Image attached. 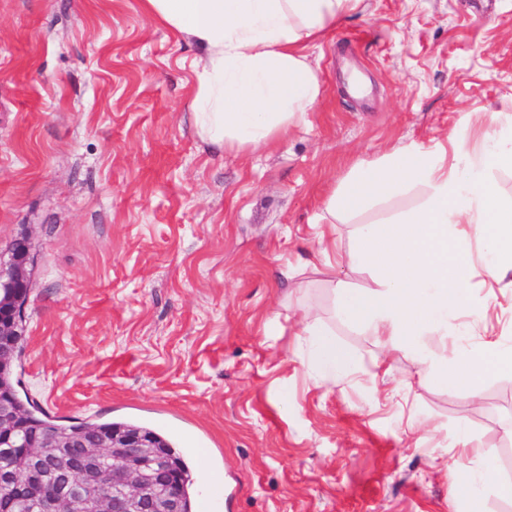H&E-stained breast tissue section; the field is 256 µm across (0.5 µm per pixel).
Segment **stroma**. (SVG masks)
<instances>
[{"instance_id":"stroma-1","label":"stroma","mask_w":512,"mask_h":512,"mask_svg":"<svg viewBox=\"0 0 512 512\" xmlns=\"http://www.w3.org/2000/svg\"><path fill=\"white\" fill-rule=\"evenodd\" d=\"M322 96L287 138L247 152L194 133L195 51L142 0H0V274L33 256L19 393L50 416L136 421L188 459L194 512H468L460 432L493 452L483 512H512V373L481 399L417 384L337 315L372 288L351 225L319 253L324 203L363 160L413 146L483 151L512 132V0H362L308 49ZM293 277H285V270ZM501 305L465 342L512 344V273L468 281ZM353 357L317 377L301 317Z\"/></svg>"}]
</instances>
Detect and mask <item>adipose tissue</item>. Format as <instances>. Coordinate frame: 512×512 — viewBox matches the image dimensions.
<instances>
[{
  "label": "adipose tissue",
  "mask_w": 512,
  "mask_h": 512,
  "mask_svg": "<svg viewBox=\"0 0 512 512\" xmlns=\"http://www.w3.org/2000/svg\"><path fill=\"white\" fill-rule=\"evenodd\" d=\"M361 0H142L144 11L177 41L196 49L191 108L203 142L238 152L287 136L305 122L321 82L306 51L332 34ZM481 157L472 158L465 138L454 144L461 169L444 154L417 147L360 162L332 191L325 211L331 224L378 202L422 187L416 207L395 219L355 225L351 262L377 275L373 288L336 283L339 315L394 349H409L418 383L476 394V377L496 367L512 370V348L496 340L480 347L455 345L428 352L423 339L448 333L449 319L474 316L466 281L471 240L487 251L483 273L500 282L512 272V200L484 178L489 165L512 168V140L486 129ZM321 372L342 377L349 354L327 332L305 326Z\"/></svg>",
  "instance_id": "1"
}]
</instances>
